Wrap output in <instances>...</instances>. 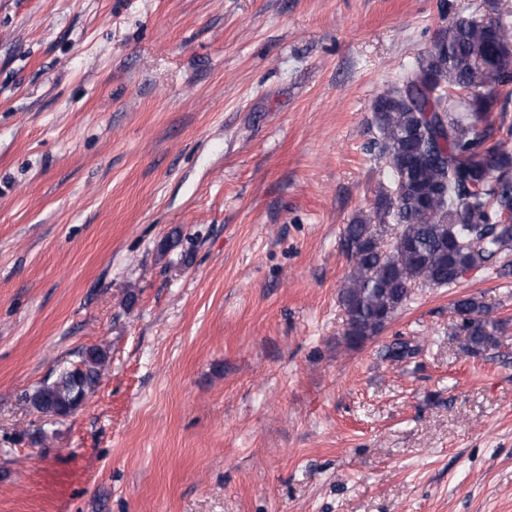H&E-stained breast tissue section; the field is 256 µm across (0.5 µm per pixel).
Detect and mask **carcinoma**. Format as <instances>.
Segmentation results:
<instances>
[{
    "label": "carcinoma",
    "instance_id": "cac0c4a2",
    "mask_svg": "<svg viewBox=\"0 0 512 512\" xmlns=\"http://www.w3.org/2000/svg\"><path fill=\"white\" fill-rule=\"evenodd\" d=\"M375 102L381 153L397 194H382L377 224L400 228L389 249L370 224H348L344 245L353 261L340 301L348 317L344 340L376 336L409 299L411 287L454 285L461 273L494 262L512 245V150L487 145L512 105V18L489 23L458 18L428 57L405 71ZM461 349L478 354L500 345L499 323L473 297L454 303ZM105 354L91 349L29 402L54 415L93 390Z\"/></svg>",
    "mask_w": 512,
    "mask_h": 512
}]
</instances>
